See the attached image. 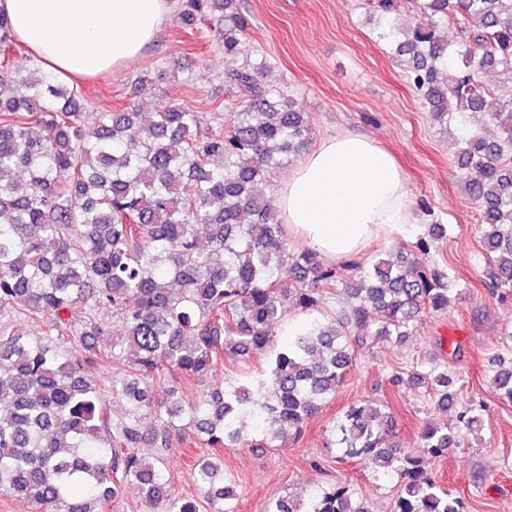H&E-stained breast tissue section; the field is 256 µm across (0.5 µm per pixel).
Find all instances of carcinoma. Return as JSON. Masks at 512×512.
Returning a JSON list of instances; mask_svg holds the SVG:
<instances>
[{
	"instance_id": "1",
	"label": "carcinoma",
	"mask_w": 512,
	"mask_h": 512,
	"mask_svg": "<svg viewBox=\"0 0 512 512\" xmlns=\"http://www.w3.org/2000/svg\"><path fill=\"white\" fill-rule=\"evenodd\" d=\"M406 2L415 22L400 25ZM358 8L452 135L459 179L481 210L484 285L512 300V97L483 81L496 73L512 83V0H359ZM175 22L191 33L213 24L224 49V84L237 103L216 127L179 104L160 106L147 123L128 110L87 122L78 86L13 56L0 13V317L38 329L0 325V494L37 512H106L128 484L151 512H200L197 501L168 493L171 433L242 448L253 442L248 418L272 447L336 396L364 341L401 339L423 311H448L454 279L429 259L447 225L425 200V233L387 258L328 264L288 242L260 187L310 147L304 113L261 82L269 58L239 59L248 22L234 0H181ZM446 26L455 38L442 35ZM338 289L344 306L322 312ZM289 302L313 318L289 334L264 380L232 381L227 367L273 341ZM107 363L124 370L110 385L125 406L117 421L87 374ZM491 367L512 403V361L497 357ZM174 377L216 381L185 403ZM409 380L438 405L459 406L456 425H425L421 451H406L384 442L390 413L352 404L338 424L344 456L397 476L391 512H465L426 459L443 460L481 433V408L460 401L457 379L434 359ZM146 415L162 424L150 460L135 452ZM193 477L209 512H235L220 457L198 456ZM269 512L369 509L334 484L309 503L285 495Z\"/></svg>"
}]
</instances>
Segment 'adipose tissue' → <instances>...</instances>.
Returning a JSON list of instances; mask_svg holds the SVG:
<instances>
[{
  "mask_svg": "<svg viewBox=\"0 0 512 512\" xmlns=\"http://www.w3.org/2000/svg\"><path fill=\"white\" fill-rule=\"evenodd\" d=\"M15 39L58 79L134 62L168 17L167 0H0ZM275 200L288 233L331 263L375 238L401 235L414 202L395 156L375 138L339 131L284 174Z\"/></svg>",
  "mask_w": 512,
  "mask_h": 512,
  "instance_id": "adipose-tissue-1",
  "label": "adipose tissue"
}]
</instances>
